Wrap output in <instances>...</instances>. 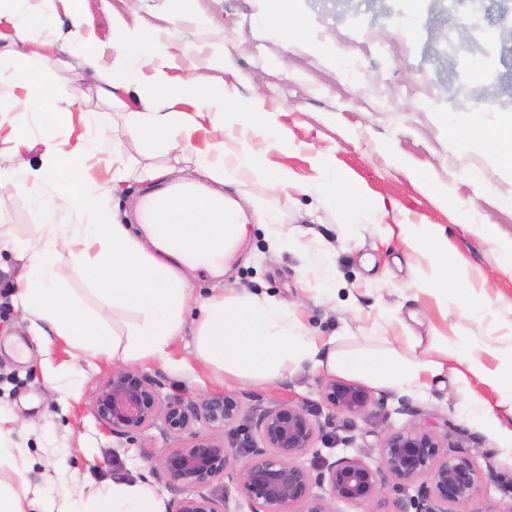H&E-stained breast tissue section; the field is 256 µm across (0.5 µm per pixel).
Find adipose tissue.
I'll return each mask as SVG.
<instances>
[{"label": "adipose tissue", "mask_w": 512, "mask_h": 512, "mask_svg": "<svg viewBox=\"0 0 512 512\" xmlns=\"http://www.w3.org/2000/svg\"><path fill=\"white\" fill-rule=\"evenodd\" d=\"M33 12V0H0V18L13 25L12 48L40 55L52 47L42 31L53 20L41 16L35 25L22 23V16ZM119 38L123 64L101 93L117 100L120 91L148 73L149 86L139 97L142 109L131 113L130 120L154 150H193L196 172L226 183L249 179L267 188L292 184L287 168L270 164L249 145L236 151L220 144L193 149L195 114L181 111V104L196 105L199 113L220 119L223 93L174 82L161 45L147 40L140 30L120 26ZM43 146L41 164L0 170V188L32 191L52 180L55 167L72 166L71 158L58 153L53 137H46ZM314 191L368 217L381 209L377 199L332 170L324 172ZM138 213L137 230L117 214L99 210L87 223L70 225L65 233L46 223L33 240L12 243L23 259L15 283L17 299L41 335L65 339L74 348L111 357L113 364L127 367L166 360L173 343L189 330L194 356L203 366L228 380L256 384H273L288 371L310 367L360 376L386 389H413L422 387L426 376L440 373L441 359L448 355L469 364L472 372L496 385L504 403L512 404V369L490 371L468 363L463 346L449 344L443 336H434L426 352L417 351L408 336L402 340V354L367 344L345 350L337 346L338 335L313 334L275 296L220 290L203 300L195 298L186 270L223 271L225 253L249 232L242 209L227 205L223 193L199 192L187 179L143 198ZM60 244L77 249L96 298L93 306L73 296L68 272L56 258ZM118 309L135 315L122 336L112 334L108 324L110 313ZM75 493L74 512H165L163 501L146 483H116L91 493L79 487Z\"/></svg>", "instance_id": "obj_1"}]
</instances>
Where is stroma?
Wrapping results in <instances>:
<instances>
[{"instance_id":"35a3bbf8","label":"stroma","mask_w":512,"mask_h":512,"mask_svg":"<svg viewBox=\"0 0 512 512\" xmlns=\"http://www.w3.org/2000/svg\"><path fill=\"white\" fill-rule=\"evenodd\" d=\"M292 6L305 26L300 40L282 37L267 23L275 0H81L86 31L105 49L104 70H111L118 54L112 46L118 17L166 43L175 81L226 92L240 103L261 98L262 111L285 135L273 145L261 128L235 115L215 123L201 119L193 135L200 147L249 144L288 168L296 181L286 190L250 181L239 185V197L255 199L259 209L249 212L250 234L218 280L225 289L274 295L318 335L345 330L346 349L368 341L397 349L406 335L425 346L440 334L466 343L469 357L487 368L512 365V264L497 255L512 249V205L506 202L512 196V167L468 127L478 116L495 123L500 107L484 93L488 80L480 73L479 50L454 65L426 53L431 35L460 36L465 16L453 9L433 15L422 9L411 19L377 14L370 0H351L343 15L333 0H293ZM41 12L56 22L43 32L55 43L52 52L37 59L4 55L0 66L36 74L39 86L55 88L60 112L48 118L14 111L12 104L24 91L0 83V167L10 164L14 131H24L30 143L22 160L37 165L44 135L54 133L61 151L72 154L96 138L97 113H109V145L86 155L85 162L103 183L112 177L114 158L130 162L121 194H94L97 206L129 213L149 190L138 178L141 169L165 165L169 158L153 151L127 120L139 109L136 91L112 107L97 93L100 76L75 82L80 46L61 36L68 28L63 0H44ZM219 50L226 65L213 60ZM346 59L358 65V80L342 70ZM465 137L471 140L466 151L459 147ZM329 168L382 201V223H361L355 211L300 193V186L319 182ZM43 221L27 193L0 191V237L31 239ZM399 224L442 229L449 254L466 272L462 278L449 274L448 288L464 291L469 309L417 289L418 278L434 274L428 246L387 238L388 229ZM280 234L289 239L281 252ZM322 256L336 266L332 295L310 270L313 259ZM20 266L15 252L0 248V408L18 419L12 438L30 491L52 499L57 512H70L73 481L91 491L142 480L173 512L183 492L146 458L173 444L162 421L135 438L101 428L91 393L113 365L99 356L74 358L63 340L36 336L16 299ZM189 281L201 297L218 282L204 269L191 273ZM383 306L396 311L397 322L382 320ZM138 369L166 398L224 392L236 396L249 414L284 401L309 409L324 437L300 462L315 473L323 463L344 457L378 466L387 432L412 424L430 428L478 470L473 512H512V434L502 428L512 410L494 386L455 360L446 361L443 372L426 378L421 388L386 390L367 383L372 403L357 416L334 414L322 396L326 374L309 369L289 372L273 385L225 384L223 375L198 363L188 335L171 346L167 363L147 361ZM474 397L481 403L477 412L470 406Z\"/></svg>"}]
</instances>
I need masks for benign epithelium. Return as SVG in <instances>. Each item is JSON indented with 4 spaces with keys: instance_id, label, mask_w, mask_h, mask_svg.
Returning a JSON list of instances; mask_svg holds the SVG:
<instances>
[{
    "instance_id": "7a95c632",
    "label": "benign epithelium",
    "mask_w": 512,
    "mask_h": 512,
    "mask_svg": "<svg viewBox=\"0 0 512 512\" xmlns=\"http://www.w3.org/2000/svg\"><path fill=\"white\" fill-rule=\"evenodd\" d=\"M467 16L491 10L512 12V0H458ZM486 69L499 90L512 93V28L494 30L486 51ZM327 406L342 415H359L371 405L368 390L355 382L330 378L323 385ZM91 407L107 431L132 438L146 431L156 419L175 440L169 448L147 459L171 484L200 493L182 498L175 512H224V497L202 489L228 480L238 487L250 512H334L331 502L368 505L379 512L384 504L386 480L399 489L418 486L415 512H454L452 507L473 501L480 479L472 461L448 453L437 433L419 427H403L385 435L380 464L342 458L323 465L314 475L297 462L313 447L321 432L306 408L281 402L247 418L240 401L224 392L195 400L165 399L149 376L133 368H119L93 392ZM243 431L245 441L228 446L224 435ZM326 487L319 495L314 487Z\"/></svg>"
}]
</instances>
